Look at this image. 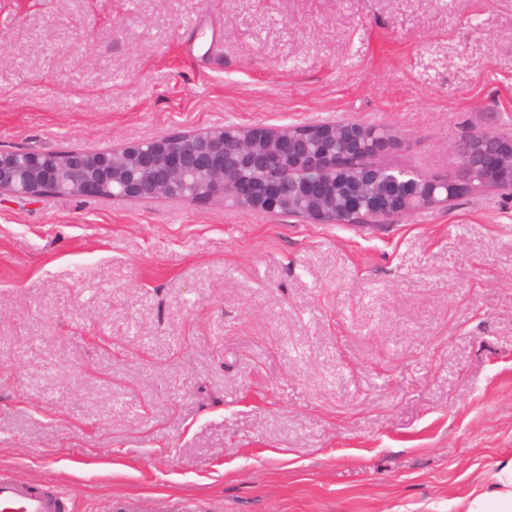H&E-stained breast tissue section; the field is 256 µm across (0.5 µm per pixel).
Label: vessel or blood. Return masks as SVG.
I'll return each instance as SVG.
<instances>
[{
  "label": "vessel or blood",
  "mask_w": 512,
  "mask_h": 512,
  "mask_svg": "<svg viewBox=\"0 0 512 512\" xmlns=\"http://www.w3.org/2000/svg\"><path fill=\"white\" fill-rule=\"evenodd\" d=\"M73 499L56 481L0 477V512H71Z\"/></svg>",
  "instance_id": "obj_1"
}]
</instances>
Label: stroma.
Instances as JSON below:
<instances>
[{
  "label": "stroma",
  "mask_w": 512,
  "mask_h": 512,
  "mask_svg": "<svg viewBox=\"0 0 512 512\" xmlns=\"http://www.w3.org/2000/svg\"><path fill=\"white\" fill-rule=\"evenodd\" d=\"M512 137V0H0V143ZM512 459V196L392 224L0 198V471L74 512H457Z\"/></svg>",
  "instance_id": "stroma-1"
}]
</instances>
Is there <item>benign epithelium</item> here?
<instances>
[{"label": "benign epithelium", "mask_w": 512, "mask_h": 512, "mask_svg": "<svg viewBox=\"0 0 512 512\" xmlns=\"http://www.w3.org/2000/svg\"><path fill=\"white\" fill-rule=\"evenodd\" d=\"M399 146L385 127L348 120L302 126L226 124L160 135L117 148L57 152L0 147V197L79 196L228 207L300 217L312 224H389L463 192L512 190V137L484 131L457 139L448 181L376 162Z\"/></svg>", "instance_id": "benign-epithelium-1"}]
</instances>
